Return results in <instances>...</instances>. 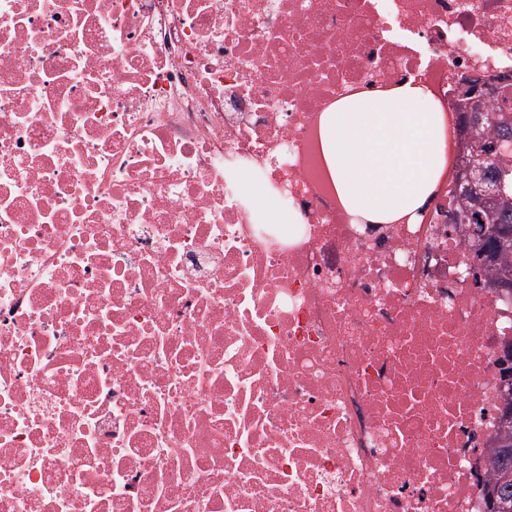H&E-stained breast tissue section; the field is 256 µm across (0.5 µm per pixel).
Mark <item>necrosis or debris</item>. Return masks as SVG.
<instances>
[{
    "mask_svg": "<svg viewBox=\"0 0 512 512\" xmlns=\"http://www.w3.org/2000/svg\"><path fill=\"white\" fill-rule=\"evenodd\" d=\"M511 74L512 0H0V512H491L452 100ZM411 78L448 163L357 223L322 115ZM249 193L255 206L270 219L279 224H288V216L271 205L269 197L259 188L251 186Z\"/></svg>",
    "mask_w": 512,
    "mask_h": 512,
    "instance_id": "obj_1",
    "label": "necrosis or debris"
}]
</instances>
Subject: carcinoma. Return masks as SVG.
Masks as SVG:
<instances>
[{"label": "carcinoma", "instance_id": "obj_1", "mask_svg": "<svg viewBox=\"0 0 512 512\" xmlns=\"http://www.w3.org/2000/svg\"><path fill=\"white\" fill-rule=\"evenodd\" d=\"M499 88L504 93L478 97L474 108L468 103H459L467 140L463 143L454 181L466 179L469 165L475 162L483 166L487 180L504 181L506 194L474 195L465 199L455 196L448 218L452 224L480 229L478 235L465 238L469 250L481 260V265L475 267V275L484 276L491 286L509 294L512 292V257H506L504 252L512 250V156L486 162L493 142H499L503 149L512 145V96L505 94L512 88V82L501 84ZM487 491L495 504L493 512H512V401L508 403L496 437Z\"/></svg>", "mask_w": 512, "mask_h": 512}]
</instances>
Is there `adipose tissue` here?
I'll use <instances>...</instances> for the list:
<instances>
[{"label": "adipose tissue", "instance_id": "adipose-tissue-1", "mask_svg": "<svg viewBox=\"0 0 512 512\" xmlns=\"http://www.w3.org/2000/svg\"><path fill=\"white\" fill-rule=\"evenodd\" d=\"M445 128L425 88L342 99L325 116L323 157L352 214L389 224L415 212L447 163Z\"/></svg>", "mask_w": 512, "mask_h": 512}]
</instances>
